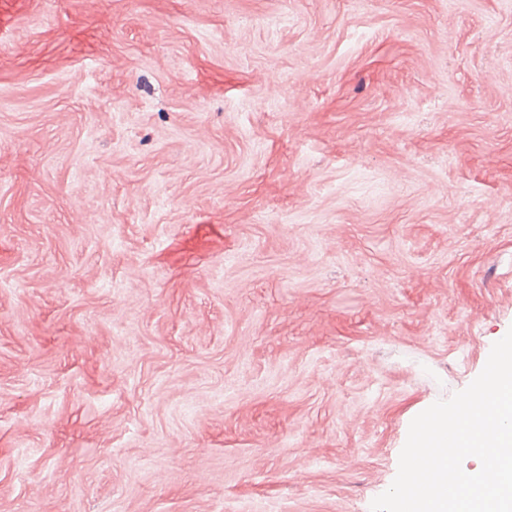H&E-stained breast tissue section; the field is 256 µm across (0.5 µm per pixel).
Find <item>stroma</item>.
I'll list each match as a JSON object with an SVG mask.
<instances>
[{
    "mask_svg": "<svg viewBox=\"0 0 512 512\" xmlns=\"http://www.w3.org/2000/svg\"><path fill=\"white\" fill-rule=\"evenodd\" d=\"M512 329V0H0V512H370Z\"/></svg>",
    "mask_w": 512,
    "mask_h": 512,
    "instance_id": "1",
    "label": "stroma"
}]
</instances>
